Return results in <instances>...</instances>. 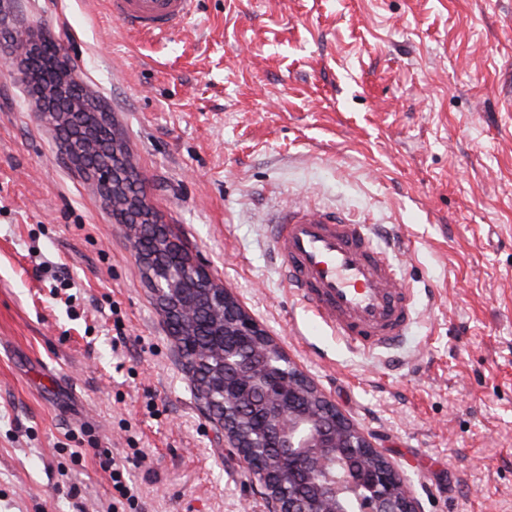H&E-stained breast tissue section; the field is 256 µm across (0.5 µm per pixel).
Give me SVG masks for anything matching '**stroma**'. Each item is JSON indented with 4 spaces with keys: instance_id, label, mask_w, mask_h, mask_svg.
<instances>
[{
    "instance_id": "obj_1",
    "label": "stroma",
    "mask_w": 512,
    "mask_h": 512,
    "mask_svg": "<svg viewBox=\"0 0 512 512\" xmlns=\"http://www.w3.org/2000/svg\"><path fill=\"white\" fill-rule=\"evenodd\" d=\"M46 29L162 224L414 485L512 512V0H198L165 41L105 0H0V512H265L169 336L125 225L15 63ZM373 219L415 290L365 354L292 298L269 213ZM116 464L112 459V488L116 493V497L112 498V511L118 512L117 504L121 506H128L129 509H136L139 506V496L137 491L132 485H128L124 480V471L119 467H115ZM115 499V502H114Z\"/></svg>"
}]
</instances>
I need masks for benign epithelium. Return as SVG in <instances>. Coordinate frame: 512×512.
Here are the masks:
<instances>
[{"instance_id":"benign-epithelium-1","label":"benign epithelium","mask_w":512,"mask_h":512,"mask_svg":"<svg viewBox=\"0 0 512 512\" xmlns=\"http://www.w3.org/2000/svg\"><path fill=\"white\" fill-rule=\"evenodd\" d=\"M51 41L56 38L47 33L25 38L15 43L14 55L25 60ZM60 77L55 88H40L47 101L42 117L54 125L57 95L80 83L68 63ZM117 177L124 174L112 167L98 170L113 208L123 210L124 217L135 215L129 228L132 248L146 265L169 335L178 336L176 329L196 320L206 301L224 314L213 342V350L224 353V410L216 416L224 446L237 451L264 488L267 512H422L412 484L357 426L293 364L281 371L285 351L206 268L189 261L199 295L168 303L180 284L154 276L163 264L141 246L140 223H153L155 209L149 199L128 191L121 198L124 182H115Z\"/></svg>"}]
</instances>
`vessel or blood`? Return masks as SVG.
I'll return each instance as SVG.
<instances>
[{"mask_svg":"<svg viewBox=\"0 0 512 512\" xmlns=\"http://www.w3.org/2000/svg\"><path fill=\"white\" fill-rule=\"evenodd\" d=\"M197 0H107L127 30L156 38L183 27ZM272 250L291 294L313 319L357 351L391 349L413 319L414 295L395 252L372 224L340 209L289 202L271 219Z\"/></svg>","mask_w":512,"mask_h":512,"instance_id":"vessel-or-blood-1","label":"vessel or blood"}]
</instances>
